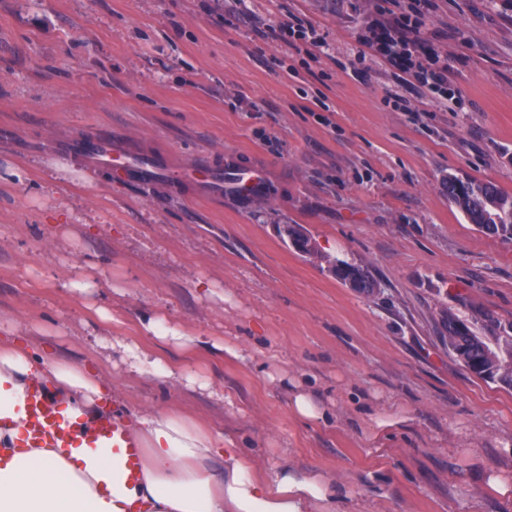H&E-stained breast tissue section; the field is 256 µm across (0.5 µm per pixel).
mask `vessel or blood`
<instances>
[{"instance_id": "1", "label": "vessel or blood", "mask_w": 512, "mask_h": 512, "mask_svg": "<svg viewBox=\"0 0 512 512\" xmlns=\"http://www.w3.org/2000/svg\"><path fill=\"white\" fill-rule=\"evenodd\" d=\"M87 151L98 162L111 165L120 178L130 183H155L162 170L153 154L132 149L126 142L107 135L89 143ZM186 183L207 193H228L245 203L265 200L271 194L266 170L243 164L231 153L225 154L220 166L185 165L177 177L168 180L166 187L177 192ZM13 427L17 431L14 447L110 448L119 454L126 480H137L140 475V445L128 426L108 409L91 416L73 415L68 402L58 398L44 379H30L24 416Z\"/></svg>"}]
</instances>
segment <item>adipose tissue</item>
Here are the masks:
<instances>
[{"mask_svg":"<svg viewBox=\"0 0 512 512\" xmlns=\"http://www.w3.org/2000/svg\"><path fill=\"white\" fill-rule=\"evenodd\" d=\"M30 343L0 341V416H15L35 374L60 395L95 407L100 373L57 356L33 359ZM142 447L136 482L122 476L108 448H16L0 431V512H328L335 484L320 473L280 469L264 474L230 440L170 410L138 419ZM223 472H215L216 460Z\"/></svg>","mask_w":512,"mask_h":512,"instance_id":"1","label":"adipose tissue"}]
</instances>
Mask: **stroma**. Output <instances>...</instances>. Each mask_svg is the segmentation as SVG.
<instances>
[{
	"instance_id": "1",
	"label": "stroma",
	"mask_w": 512,
	"mask_h": 512,
	"mask_svg": "<svg viewBox=\"0 0 512 512\" xmlns=\"http://www.w3.org/2000/svg\"><path fill=\"white\" fill-rule=\"evenodd\" d=\"M0 0V327L102 370L129 418L177 408L274 471L336 483L331 512H512V387L466 370L444 313L512 325V239L448 175L512 195V0ZM416 15L450 98L363 46ZM298 17L320 46L263 38ZM109 135L180 166L264 164L269 200L149 192L91 161ZM299 224L314 259L280 233ZM367 268L349 288L326 258ZM90 277L84 293L68 288ZM165 317L190 347L144 332ZM181 365L128 371L124 346ZM324 403L300 418L291 382ZM449 200L481 231L512 239V195L491 182L468 180L459 188L457 177L448 176Z\"/></svg>"
}]
</instances>
